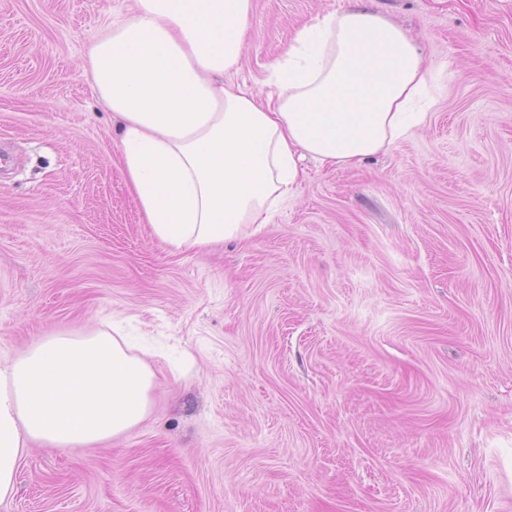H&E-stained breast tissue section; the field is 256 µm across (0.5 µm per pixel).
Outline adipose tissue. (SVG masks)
Wrapping results in <instances>:
<instances>
[{"label":"adipose tissue","instance_id":"adipose-tissue-1","mask_svg":"<svg viewBox=\"0 0 512 512\" xmlns=\"http://www.w3.org/2000/svg\"><path fill=\"white\" fill-rule=\"evenodd\" d=\"M252 0H133L82 66L118 120L119 160L153 237L202 250L270 223L302 177L297 159L350 166L419 128L429 68L409 34L366 7L315 18L263 92L237 69ZM154 373L126 337L57 329L0 365V502L30 443L85 448L152 409Z\"/></svg>","mask_w":512,"mask_h":512}]
</instances>
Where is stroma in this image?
I'll return each instance as SVG.
<instances>
[{
    "label": "stroma",
    "mask_w": 512,
    "mask_h": 512,
    "mask_svg": "<svg viewBox=\"0 0 512 512\" xmlns=\"http://www.w3.org/2000/svg\"><path fill=\"white\" fill-rule=\"evenodd\" d=\"M359 1L425 55L424 125L173 252L81 67L133 0H0V363L119 322L155 374L125 436L30 444L0 512H512V0H253L224 81Z\"/></svg>",
    "instance_id": "35a3bbf8"
}]
</instances>
